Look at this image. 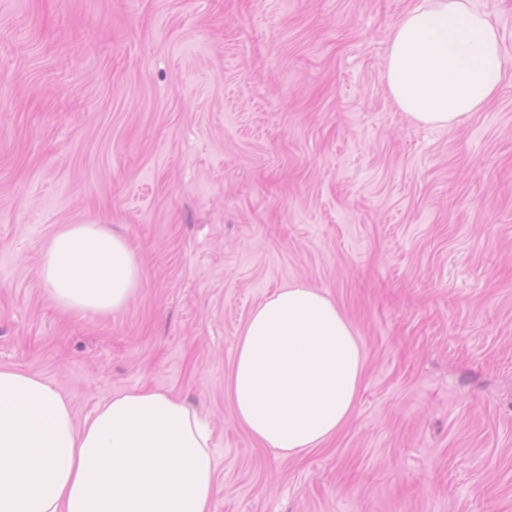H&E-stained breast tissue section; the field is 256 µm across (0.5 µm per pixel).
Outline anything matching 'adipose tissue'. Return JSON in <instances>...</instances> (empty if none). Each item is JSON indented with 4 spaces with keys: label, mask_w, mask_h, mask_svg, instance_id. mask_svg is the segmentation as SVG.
<instances>
[{
    "label": "adipose tissue",
    "mask_w": 512,
    "mask_h": 512,
    "mask_svg": "<svg viewBox=\"0 0 512 512\" xmlns=\"http://www.w3.org/2000/svg\"><path fill=\"white\" fill-rule=\"evenodd\" d=\"M382 77L414 124H462L503 83L500 34L473 0H412L388 35ZM40 278L59 308L99 315L122 310L143 286L128 240L102 224L62 225ZM365 363L335 300L291 283L249 314L226 392L256 441L296 455L349 423ZM211 439L201 415L170 394L122 391L80 423L43 377L0 367V512H212Z\"/></svg>",
    "instance_id": "obj_1"
}]
</instances>
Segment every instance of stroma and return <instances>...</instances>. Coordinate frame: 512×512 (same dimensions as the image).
<instances>
[{
  "label": "stroma",
  "mask_w": 512,
  "mask_h": 512,
  "mask_svg": "<svg viewBox=\"0 0 512 512\" xmlns=\"http://www.w3.org/2000/svg\"><path fill=\"white\" fill-rule=\"evenodd\" d=\"M411 0H0V367L77 420L116 392L213 430L214 512H512V0H475L505 76L461 126H415L381 79ZM64 224L144 271L65 312L40 254ZM299 282L360 334L349 425L285 456L225 391L251 310Z\"/></svg>",
  "instance_id": "35a3bbf8"
}]
</instances>
